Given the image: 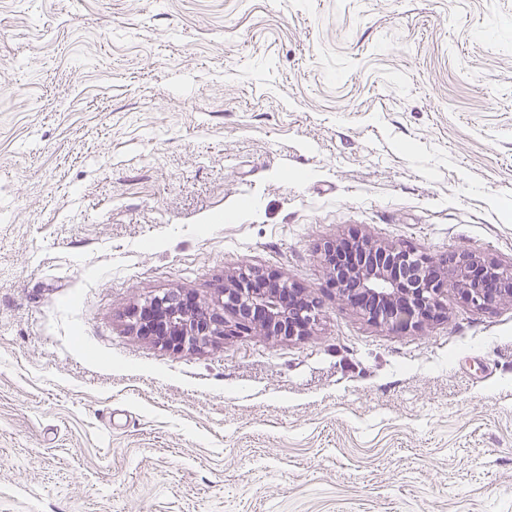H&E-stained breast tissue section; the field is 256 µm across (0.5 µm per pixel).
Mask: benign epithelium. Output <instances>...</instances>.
<instances>
[{
	"mask_svg": "<svg viewBox=\"0 0 512 512\" xmlns=\"http://www.w3.org/2000/svg\"><path fill=\"white\" fill-rule=\"evenodd\" d=\"M347 247L350 261L340 268L335 263L338 243L323 246L331 284L369 322L392 331L416 330L439 317L450 288L478 310L512 300V265L462 253L440 267L411 247L363 236ZM220 294L217 308L180 292L155 295L131 309V326L183 352L251 333L290 340L307 335L319 321L318 301L274 272L241 268L226 276Z\"/></svg>",
	"mask_w": 512,
	"mask_h": 512,
	"instance_id": "obj_1",
	"label": "benign epithelium"
}]
</instances>
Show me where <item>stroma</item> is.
Masks as SVG:
<instances>
[{
    "label": "stroma",
    "mask_w": 512,
    "mask_h": 512,
    "mask_svg": "<svg viewBox=\"0 0 512 512\" xmlns=\"http://www.w3.org/2000/svg\"><path fill=\"white\" fill-rule=\"evenodd\" d=\"M354 234L512 264V0H0V512H512V301L377 326ZM243 267L311 333L131 331Z\"/></svg>",
    "instance_id": "stroma-1"
}]
</instances>
